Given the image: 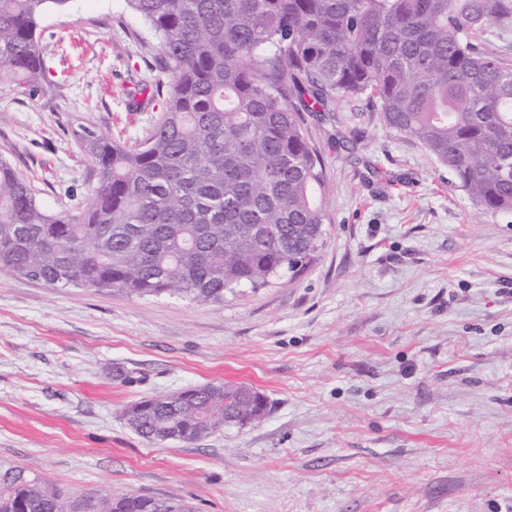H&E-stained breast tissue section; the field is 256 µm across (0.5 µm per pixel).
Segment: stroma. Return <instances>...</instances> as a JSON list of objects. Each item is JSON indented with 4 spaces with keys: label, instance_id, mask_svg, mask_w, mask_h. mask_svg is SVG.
Listing matches in <instances>:
<instances>
[{
    "label": "stroma",
    "instance_id": "stroma-1",
    "mask_svg": "<svg viewBox=\"0 0 512 512\" xmlns=\"http://www.w3.org/2000/svg\"><path fill=\"white\" fill-rule=\"evenodd\" d=\"M58 76L0 83V160L60 213L99 170L89 127L127 144L157 115L135 93L158 41L125 0L47 3ZM328 221L297 277L224 302L55 288L0 272V489L132 493L195 512H512V214L480 212L367 99L306 115ZM243 384L252 425L148 445L144 397Z\"/></svg>",
    "mask_w": 512,
    "mask_h": 512
}]
</instances>
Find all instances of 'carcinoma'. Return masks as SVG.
Returning <instances> with one entry per match:
<instances>
[{
    "label": "carcinoma",
    "instance_id": "carcinoma-1",
    "mask_svg": "<svg viewBox=\"0 0 512 512\" xmlns=\"http://www.w3.org/2000/svg\"><path fill=\"white\" fill-rule=\"evenodd\" d=\"M0 0V80L37 94L49 82L37 35L46 3ZM159 41L145 81L162 112L128 146L86 129L98 166L93 202L49 214L0 161V271L54 288L224 301L297 274L327 215L321 156L304 113L365 97L416 140L483 211L512 212V63L482 47L512 26V0H126ZM266 398L209 383L125 409L151 444L191 443L263 418ZM192 512L135 494L69 496L38 483L0 491V512Z\"/></svg>",
    "mask_w": 512,
    "mask_h": 512
}]
</instances>
